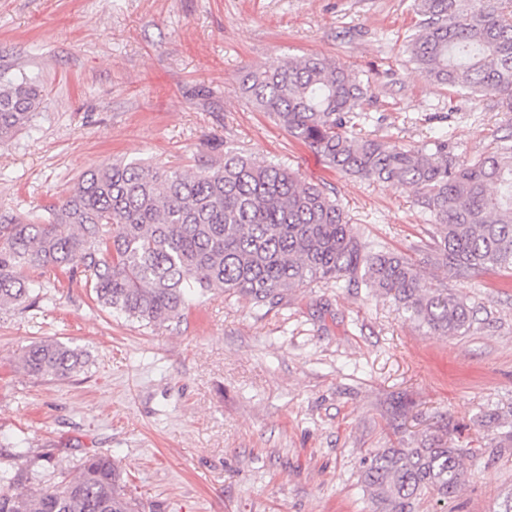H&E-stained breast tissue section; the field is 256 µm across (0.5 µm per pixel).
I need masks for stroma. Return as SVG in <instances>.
<instances>
[{"label": "stroma", "mask_w": 512, "mask_h": 512, "mask_svg": "<svg viewBox=\"0 0 512 512\" xmlns=\"http://www.w3.org/2000/svg\"><path fill=\"white\" fill-rule=\"evenodd\" d=\"M416 20L413 0H0V80L43 91L0 142V221L46 214L107 160L192 173L229 143L335 190L359 236L477 308L465 333L438 336L341 282L260 307L212 291L149 326L97 306L86 272L32 269L31 297L0 306L1 467L51 454L36 493L103 451L145 512H373L366 463L427 434L479 451L448 512H496L512 455H493L497 430L475 422L512 421V274L433 266L413 190L342 177L240 91L251 70L319 54L368 81L364 133L489 151L512 120L495 95L455 94L408 62ZM41 339L85 350V371L25 374Z\"/></svg>", "instance_id": "obj_1"}]
</instances>
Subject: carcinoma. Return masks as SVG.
I'll use <instances>...</instances> for the list:
<instances>
[{
  "instance_id": "cac0c4a2",
  "label": "carcinoma",
  "mask_w": 512,
  "mask_h": 512,
  "mask_svg": "<svg viewBox=\"0 0 512 512\" xmlns=\"http://www.w3.org/2000/svg\"><path fill=\"white\" fill-rule=\"evenodd\" d=\"M409 61L458 94L492 92L512 112V12L507 0H414ZM241 93L292 138L345 176L417 193L433 218L431 258L458 277L512 271V134L472 158L446 139L420 145L359 132L368 86L332 58H290L248 73ZM42 103L23 77L0 87V141L25 127ZM82 267L94 301L111 312L160 325L188 308L190 292L222 291L258 306L289 291L340 280L369 288L443 336L470 327L465 297L424 280L412 258L358 236L336 195L288 167L224 145V161L185 175L152 164L108 161L82 174L49 216L0 224V304L34 292L29 270ZM88 355L57 340L21 357L36 377L70 378ZM422 438L384 448L362 473L376 512H415L430 499L457 498L474 458ZM0 468V512H142L108 453L85 458L78 474L34 495L40 457L20 450Z\"/></svg>"
}]
</instances>
